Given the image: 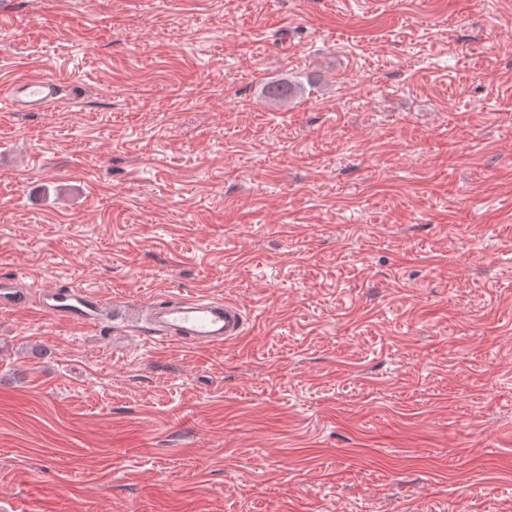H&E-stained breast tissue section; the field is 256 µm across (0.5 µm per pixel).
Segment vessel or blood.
<instances>
[{"label":"vessel or blood","mask_w":512,"mask_h":512,"mask_svg":"<svg viewBox=\"0 0 512 512\" xmlns=\"http://www.w3.org/2000/svg\"><path fill=\"white\" fill-rule=\"evenodd\" d=\"M7 94L14 111L38 112L58 101L60 86L48 76H22L8 86ZM30 306L44 317L87 327L100 324L105 312L110 311L125 331L196 348L230 344L246 330L242 309L221 298L159 295L146 301H123L108 306L97 292L78 285L42 286L30 293L18 288L15 278L1 276L0 311Z\"/></svg>","instance_id":"b4317fda"}]
</instances>
